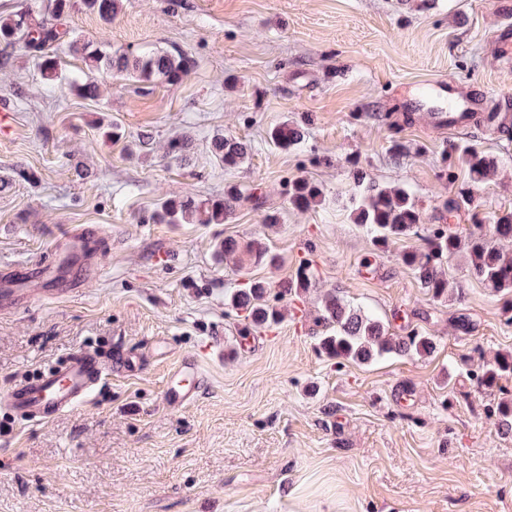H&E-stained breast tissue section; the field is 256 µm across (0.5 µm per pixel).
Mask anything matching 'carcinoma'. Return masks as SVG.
<instances>
[{"instance_id": "carcinoma-1", "label": "carcinoma", "mask_w": 512, "mask_h": 512, "mask_svg": "<svg viewBox=\"0 0 512 512\" xmlns=\"http://www.w3.org/2000/svg\"><path fill=\"white\" fill-rule=\"evenodd\" d=\"M122 0H52L50 14L45 16L27 6L20 10L0 14V45L4 49L21 46L37 61L40 82L65 86L76 96L96 101L104 93L99 77L103 74L119 75L140 83L180 84L195 66V59L183 50L151 49L137 55L108 52L105 42H87L75 31L65 27L62 20L78 11L96 14L106 24L112 23L121 10ZM68 47L80 54L84 63L79 73L67 75L60 67L58 50ZM271 141L282 149L300 144L301 129L286 121L275 126ZM214 156L226 170L241 166L251 147L247 143L224 135L212 141ZM467 172L472 183L483 182L494 175L497 161L473 146L463 148L448 146L447 165L441 177L448 184L457 181L456 169ZM241 192L231 186L224 197L216 200H197L183 195L167 198L154 213L157 224H222L233 212ZM323 199V190L305 179L290 182L288 200L292 207L306 211ZM471 201L470 187L458 188L457 198L444 201L440 219L435 228L424 227V214L415 197L401 185L377 187L371 185L367 195L354 209L353 221L372 234L375 250L383 252L391 245L413 236L423 241L421 246H411L399 254L401 263L409 268L421 286L434 299L448 296L449 281L442 267L448 258L465 252L470 273L484 287L504 299L502 311L512 322V255L505 254L500 242L512 241V211L496 216L493 234H487L483 225L473 224L466 235H460L452 225L444 223L447 214L459 203ZM245 251L257 262L274 264L278 256L259 240L246 244L235 238L220 242L218 255L233 256ZM314 286V276L309 263L301 265L294 278L285 281L275 293L281 302L299 298ZM228 304L245 313V319L255 327L278 322L281 313L268 300V288L255 280L241 282L227 294ZM321 322L325 328L319 348L327 356L369 364L389 355L427 356L434 353L433 337L412 331L396 336L378 316L354 308L342 298L329 294L322 304ZM505 375H512V354H505L485 363L476 375L478 386L489 390L498 386ZM495 426L504 435L512 433V400L500 402L494 411Z\"/></svg>"}]
</instances>
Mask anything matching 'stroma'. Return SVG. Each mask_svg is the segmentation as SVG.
<instances>
[{
  "label": "stroma",
  "instance_id": "35a3bbf8",
  "mask_svg": "<svg viewBox=\"0 0 512 512\" xmlns=\"http://www.w3.org/2000/svg\"><path fill=\"white\" fill-rule=\"evenodd\" d=\"M508 19L512 0H123L112 24L88 12L68 24L115 52L175 48L196 65L176 86L112 80L96 102L40 84L15 50L0 79L15 113L0 138V267L52 261L51 242L74 227L104 247L71 270L78 293L45 297L31 276L28 306L0 311V392L80 349L132 354L140 368H113L88 401L44 423L0 407V512H512V434L493 417L512 376L492 391L474 379L512 354L499 296L460 253L445 267L452 291L432 298L400 261L404 242L374 253L352 220L367 185L402 184L435 224L456 194L439 178L452 143L479 145L498 170L449 223L463 232L512 211V134L467 115L481 91L488 111L512 117V57L497 49ZM286 119L304 133L287 151L268 138ZM113 121L116 141L103 135ZM217 134L250 144L240 168L216 164ZM181 136L182 160L165 158ZM302 176L324 192L308 211L288 202ZM232 184L242 198L224 223L150 220L170 193L213 198ZM227 237L264 240L278 261L218 260ZM306 261L314 287L280 302L278 325L244 333L225 293L248 278L277 291ZM329 292L395 334L434 337L435 352L326 357ZM185 357L201 367V391L172 408L162 392Z\"/></svg>",
  "mask_w": 512,
  "mask_h": 512
}]
</instances>
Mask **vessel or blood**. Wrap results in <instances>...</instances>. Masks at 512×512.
Listing matches in <instances>:
<instances>
[{"mask_svg":"<svg viewBox=\"0 0 512 512\" xmlns=\"http://www.w3.org/2000/svg\"><path fill=\"white\" fill-rule=\"evenodd\" d=\"M92 239L86 229L67 232L58 244V267H42L43 276L52 279L57 293L75 289L67 270L74 265L92 261L89 253ZM22 271L0 269V305L9 307L24 298L19 286ZM112 372L111 359H104L90 350H78L65 360L44 371L32 380L17 384L0 395V405L22 421H46L57 414L85 402L93 390ZM201 380V369L194 359H183L173 370L163 392L168 406H184L196 397Z\"/></svg>","mask_w":512,"mask_h":512,"instance_id":"obj_1","label":"vessel or blood"}]
</instances>
